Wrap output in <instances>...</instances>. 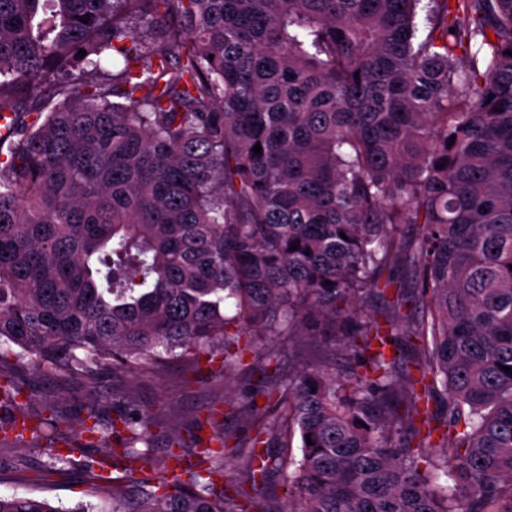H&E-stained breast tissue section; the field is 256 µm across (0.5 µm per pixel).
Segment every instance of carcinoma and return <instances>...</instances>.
<instances>
[{"mask_svg":"<svg viewBox=\"0 0 512 512\" xmlns=\"http://www.w3.org/2000/svg\"><path fill=\"white\" fill-rule=\"evenodd\" d=\"M421 2L0 0V444L112 512H512V0ZM173 362L188 441L18 402Z\"/></svg>","mask_w":512,"mask_h":512,"instance_id":"cac0c4a2","label":"carcinoma"}]
</instances>
